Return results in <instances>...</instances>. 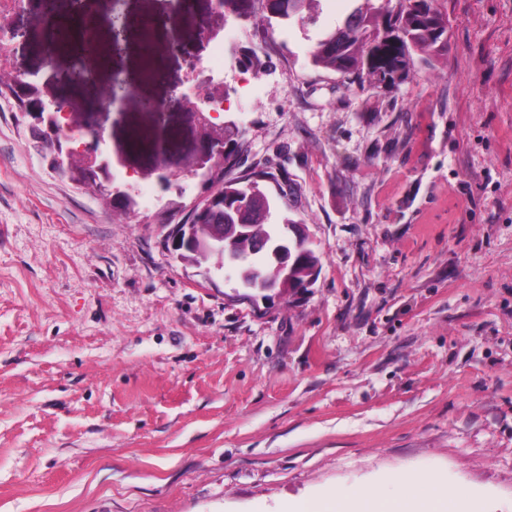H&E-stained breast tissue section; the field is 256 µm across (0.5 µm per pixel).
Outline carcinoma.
<instances>
[{
    "label": "carcinoma",
    "mask_w": 512,
    "mask_h": 512,
    "mask_svg": "<svg viewBox=\"0 0 512 512\" xmlns=\"http://www.w3.org/2000/svg\"><path fill=\"white\" fill-rule=\"evenodd\" d=\"M258 4L265 28L291 21L304 22L312 5L319 0H251ZM448 11L441 0H359V5L342 25L319 40L311 53V63L353 81L374 88L395 86L415 74L416 60L430 63L448 54ZM0 98L14 100L21 108L29 99L26 85L15 78L0 82ZM211 224H253L254 234H267L276 239L280 225L270 223L278 201L260 185V175H241L226 180L216 179L211 188ZM296 248V243H290ZM301 261L290 268L292 283L303 282L310 270L320 264L316 252L305 245ZM242 256L236 269L239 287L258 288L264 255L249 253L247 240L225 243L224 251L207 257L221 268L229 266V252Z\"/></svg>",
    "instance_id": "carcinoma-1"
}]
</instances>
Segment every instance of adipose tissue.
<instances>
[{
	"mask_svg": "<svg viewBox=\"0 0 512 512\" xmlns=\"http://www.w3.org/2000/svg\"><path fill=\"white\" fill-rule=\"evenodd\" d=\"M450 492L440 488L421 491L415 482H405L395 499H386L379 490L367 488L351 501L334 496L306 498L290 502L285 512H448Z\"/></svg>",
	"mask_w": 512,
	"mask_h": 512,
	"instance_id": "adipose-tissue-1",
	"label": "adipose tissue"
}]
</instances>
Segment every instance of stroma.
Segmentation results:
<instances>
[{"instance_id": "35a3bbf8", "label": "stroma", "mask_w": 512, "mask_h": 512, "mask_svg": "<svg viewBox=\"0 0 512 512\" xmlns=\"http://www.w3.org/2000/svg\"><path fill=\"white\" fill-rule=\"evenodd\" d=\"M120 0L126 49L72 93L47 60L45 0H26L9 68L44 98L96 108L112 71L165 99L186 69L168 51L195 27L235 30L220 122L240 133L238 171L292 184L320 271L294 299H240L227 269L162 247L155 212L180 213L196 177L144 176L192 144L110 113L125 213L48 171L13 101L0 98V512H282L402 482L463 492V512H512V0H444L448 53L393 88L312 66L349 0L267 34L251 0L221 22L207 0ZM262 69L245 67L251 54ZM162 152L135 151L142 137Z\"/></svg>"}]
</instances>
